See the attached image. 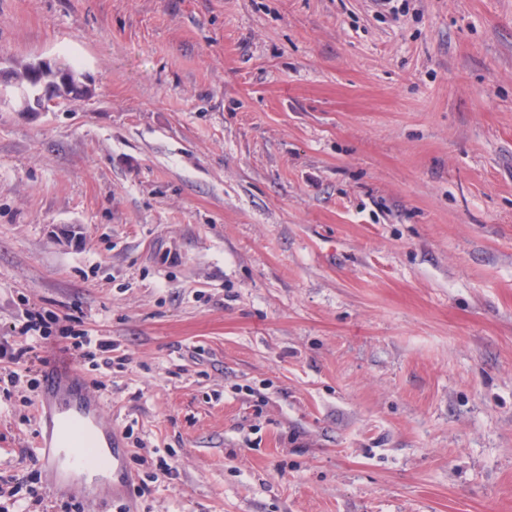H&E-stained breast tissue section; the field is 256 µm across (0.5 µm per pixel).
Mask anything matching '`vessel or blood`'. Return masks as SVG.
I'll list each match as a JSON object with an SVG mask.
<instances>
[{
    "mask_svg": "<svg viewBox=\"0 0 512 512\" xmlns=\"http://www.w3.org/2000/svg\"><path fill=\"white\" fill-rule=\"evenodd\" d=\"M77 375V363L73 360L46 368L37 412L43 420V431L33 450V458L53 475L57 472L61 450H68L76 461L94 455L101 468L111 469L113 484H123L120 468L111 465L112 460L121 457V443L112 440L111 454L102 453L97 441V432L101 428V401L77 392Z\"/></svg>",
    "mask_w": 512,
    "mask_h": 512,
    "instance_id": "vessel-or-blood-1",
    "label": "vessel or blood"
}]
</instances>
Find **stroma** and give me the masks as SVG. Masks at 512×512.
Wrapping results in <instances>:
<instances>
[{"mask_svg":"<svg viewBox=\"0 0 512 512\" xmlns=\"http://www.w3.org/2000/svg\"><path fill=\"white\" fill-rule=\"evenodd\" d=\"M394 4L0 0V341L112 344L137 512H512V0ZM42 61L88 96L24 111ZM41 386L0 480L80 512Z\"/></svg>","mask_w":512,"mask_h":512,"instance_id":"1","label":"stroma"}]
</instances>
